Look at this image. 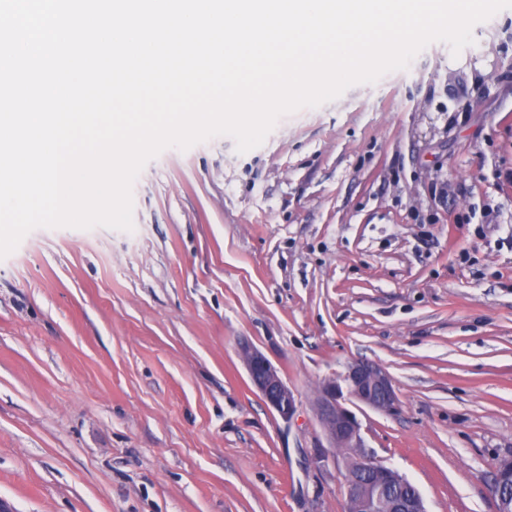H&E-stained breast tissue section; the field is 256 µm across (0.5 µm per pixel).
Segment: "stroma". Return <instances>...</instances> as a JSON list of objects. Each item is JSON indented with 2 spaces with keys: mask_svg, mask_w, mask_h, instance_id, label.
Listing matches in <instances>:
<instances>
[{
  "mask_svg": "<svg viewBox=\"0 0 512 512\" xmlns=\"http://www.w3.org/2000/svg\"><path fill=\"white\" fill-rule=\"evenodd\" d=\"M237 153L149 161L132 231L37 228L0 259L8 512H346L314 403L353 360L366 445L427 512H496L512 458V8ZM293 391L282 421L241 344ZM506 471H511L512 475V459H504L502 460L496 470L495 480L492 486V493L497 502V512H508L511 509L512 504L509 499L512 501V481L511 484L505 482L502 475ZM511 488V493L509 491Z\"/></svg>",
  "mask_w": 512,
  "mask_h": 512,
  "instance_id": "stroma-1",
  "label": "stroma"
}]
</instances>
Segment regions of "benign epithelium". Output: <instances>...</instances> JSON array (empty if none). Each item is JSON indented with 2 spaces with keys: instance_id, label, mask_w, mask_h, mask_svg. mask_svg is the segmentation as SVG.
<instances>
[{
  "instance_id": "1",
  "label": "benign epithelium",
  "mask_w": 512,
  "mask_h": 512,
  "mask_svg": "<svg viewBox=\"0 0 512 512\" xmlns=\"http://www.w3.org/2000/svg\"><path fill=\"white\" fill-rule=\"evenodd\" d=\"M251 384L284 422L296 412L294 393L281 378L277 368L257 349L241 348ZM363 405L389 413L396 408L398 397L387 372L377 364L354 360L344 371L323 381L315 405L316 416L333 449L344 451L342 467L347 472L345 495L347 512H426L417 489L413 500L405 505L394 502L393 489L411 483L398 471L382 464L366 446L361 423L346 404ZM512 472V459L502 460L496 470L492 493L497 512L512 508V483L503 473Z\"/></svg>"
}]
</instances>
